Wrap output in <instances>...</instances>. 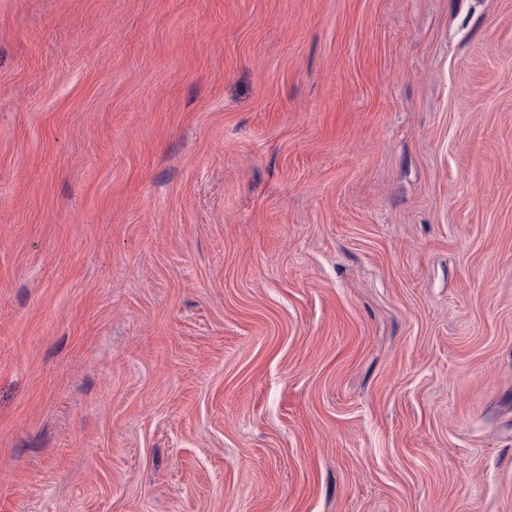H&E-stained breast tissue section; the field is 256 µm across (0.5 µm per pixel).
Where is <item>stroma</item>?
<instances>
[{"label": "stroma", "mask_w": 512, "mask_h": 512, "mask_svg": "<svg viewBox=\"0 0 512 512\" xmlns=\"http://www.w3.org/2000/svg\"><path fill=\"white\" fill-rule=\"evenodd\" d=\"M0 512H512V0H0Z\"/></svg>", "instance_id": "stroma-1"}]
</instances>
